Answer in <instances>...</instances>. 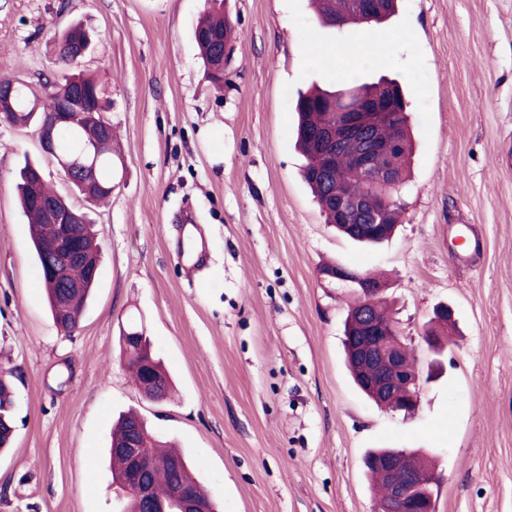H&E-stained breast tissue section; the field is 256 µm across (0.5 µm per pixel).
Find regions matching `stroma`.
I'll return each mask as SVG.
<instances>
[{"label":"stroma","instance_id":"stroma-1","mask_svg":"<svg viewBox=\"0 0 512 512\" xmlns=\"http://www.w3.org/2000/svg\"><path fill=\"white\" fill-rule=\"evenodd\" d=\"M211 0H0V78L32 85L62 67L55 32L79 21L97 47L104 118L122 154L112 196L89 208L102 251L79 329L57 330L16 197L23 159L69 193L39 128L0 121V375L16 432L0 455V512H112V423L138 411L175 439L221 512H372L374 448L436 460L435 512H512V0H400L387 57L355 68L409 91L414 152L392 238L354 242L326 223L300 176L292 104L342 86L336 58L370 27L310 26L309 0H224L235 34L224 88L194 30ZM200 225L206 268L187 272L176 230ZM333 262L388 279L384 296L418 359L416 412L354 386L343 352L351 293ZM456 330L422 333L437 306ZM141 318L171 374L153 402L119 363L118 329ZM97 458L89 467V458Z\"/></svg>","mask_w":512,"mask_h":512}]
</instances>
